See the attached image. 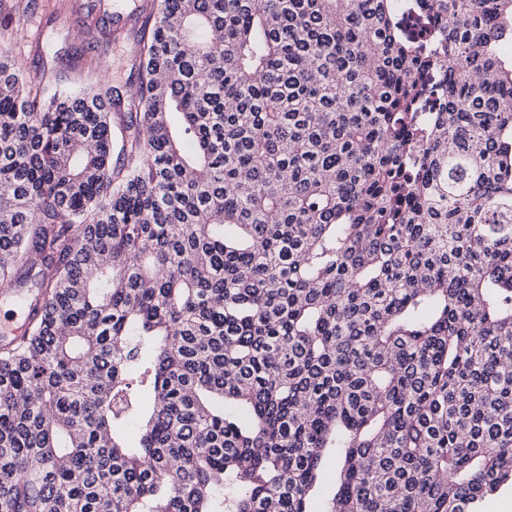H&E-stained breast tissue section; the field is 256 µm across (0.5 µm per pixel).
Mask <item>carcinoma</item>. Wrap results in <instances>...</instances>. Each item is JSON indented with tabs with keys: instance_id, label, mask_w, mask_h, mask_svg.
<instances>
[{
	"instance_id": "1",
	"label": "carcinoma",
	"mask_w": 512,
	"mask_h": 512,
	"mask_svg": "<svg viewBox=\"0 0 512 512\" xmlns=\"http://www.w3.org/2000/svg\"><path fill=\"white\" fill-rule=\"evenodd\" d=\"M144 12L122 93L0 49V512H311L330 454L321 512H482L512 486V0Z\"/></svg>"
}]
</instances>
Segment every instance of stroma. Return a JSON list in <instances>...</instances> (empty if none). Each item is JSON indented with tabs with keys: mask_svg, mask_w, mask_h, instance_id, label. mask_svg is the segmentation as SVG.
Wrapping results in <instances>:
<instances>
[{
	"mask_svg": "<svg viewBox=\"0 0 512 512\" xmlns=\"http://www.w3.org/2000/svg\"><path fill=\"white\" fill-rule=\"evenodd\" d=\"M88 4L89 0H32L19 23L18 33L6 35L0 44L21 59L27 75L32 77L40 75L43 69V59L35 48L36 42L71 54L98 55L105 67L91 75L78 68L58 65L57 72L63 84L73 88L100 83L123 87L137 74L136 32L128 30L119 41L92 48L81 23Z\"/></svg>",
	"mask_w": 512,
	"mask_h": 512,
	"instance_id": "stroma-1",
	"label": "stroma"
}]
</instances>
